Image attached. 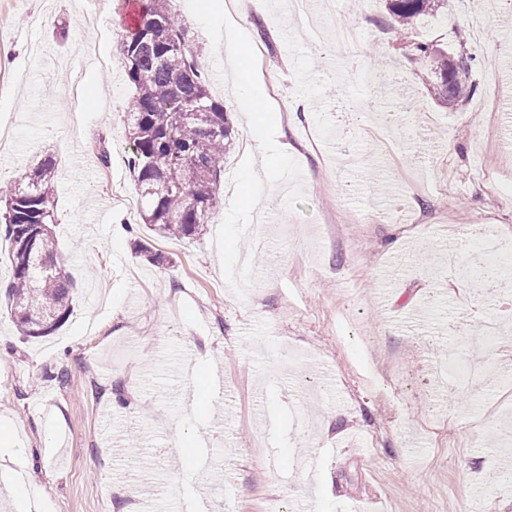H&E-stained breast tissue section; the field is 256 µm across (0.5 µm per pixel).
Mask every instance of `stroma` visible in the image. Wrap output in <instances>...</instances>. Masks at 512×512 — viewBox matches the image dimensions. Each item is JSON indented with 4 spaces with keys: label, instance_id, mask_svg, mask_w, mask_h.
Returning <instances> with one entry per match:
<instances>
[{
    "label": "stroma",
    "instance_id": "obj_1",
    "mask_svg": "<svg viewBox=\"0 0 512 512\" xmlns=\"http://www.w3.org/2000/svg\"><path fill=\"white\" fill-rule=\"evenodd\" d=\"M265 0L233 22L251 40L274 104L307 100L306 118H281L303 172L295 209L257 208L240 245L259 273L237 299L215 247L231 176L252 141L229 87L209 83L235 138L203 235L165 239L139 219L127 165L132 96L120 57L127 0H0V68L23 81L0 97L11 152L0 181L50 155L58 166L54 228L73 310L52 335L21 336L7 309L11 246L0 236V512L30 493L50 512H125L117 486L162 489L146 512H512L502 483L512 460V349L487 340L488 316L512 298L476 295V227L512 237V83L488 85L512 63V0H481L488 27L472 40V6L448 0L446 20L419 38L478 59L471 77L492 87L449 107L421 82L382 0H330L318 14ZM359 47L337 43L341 18ZM129 233L115 236L113 226ZM166 253L149 264L134 239ZM224 373L223 396L187 411L183 354ZM475 391L450 385L469 364ZM331 386H324V376ZM207 440L205 468L182 449ZM263 445L273 470L251 451ZM316 454L314 470L300 459Z\"/></svg>",
    "mask_w": 512,
    "mask_h": 512
}]
</instances>
